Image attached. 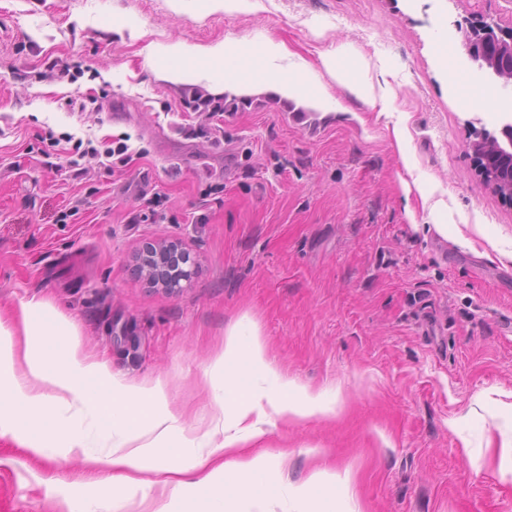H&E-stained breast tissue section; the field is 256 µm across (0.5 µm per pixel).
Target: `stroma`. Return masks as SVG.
Returning a JSON list of instances; mask_svg holds the SVG:
<instances>
[{"mask_svg": "<svg viewBox=\"0 0 512 512\" xmlns=\"http://www.w3.org/2000/svg\"><path fill=\"white\" fill-rule=\"evenodd\" d=\"M0 0V314L36 297L71 318L84 352L134 384L163 380L188 425L207 424L202 371L248 315L266 354L336 414L277 424L263 442L285 472L350 470L360 512H512L500 436L512 430V208L473 168L472 132L512 98L460 44L465 20L512 24V0ZM283 43L282 67L342 48L386 108L325 79L335 110L226 92L209 118L186 84L145 69L151 44ZM49 59L75 81L21 80ZM107 90L99 112L67 96ZM402 128L398 146L394 128ZM129 137L127 165L87 161L72 180L43 168L48 134ZM222 192L201 202L202 190ZM77 222L56 217L75 195ZM159 219L132 223L142 195ZM444 224L447 235L436 227ZM182 242L198 263L175 295L131 270L144 243ZM58 479L48 493V479ZM84 463L0 438V512L66 507Z\"/></svg>", "mask_w": 512, "mask_h": 512, "instance_id": "1", "label": "stroma"}]
</instances>
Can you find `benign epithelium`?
<instances>
[{"label": "benign epithelium", "instance_id": "obj_1", "mask_svg": "<svg viewBox=\"0 0 512 512\" xmlns=\"http://www.w3.org/2000/svg\"><path fill=\"white\" fill-rule=\"evenodd\" d=\"M471 28L478 31V35L472 34L464 41L468 56L483 63L495 76L500 69L512 70V27L504 28L497 22L481 19ZM475 136L488 139L504 152L501 156L496 152L473 151L474 171L503 203L512 206V180L503 184L493 179L494 169L512 157V113H502L498 133L481 128L475 131ZM196 269V260L177 240L163 238L147 242L132 257V271L138 279L171 294L182 289Z\"/></svg>", "mask_w": 512, "mask_h": 512}]
</instances>
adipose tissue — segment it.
I'll use <instances>...</instances> for the list:
<instances>
[{
	"mask_svg": "<svg viewBox=\"0 0 512 512\" xmlns=\"http://www.w3.org/2000/svg\"><path fill=\"white\" fill-rule=\"evenodd\" d=\"M174 61V80L205 77L248 93L313 97L333 108L319 77L304 66L281 67L283 48L266 39L249 46L174 43L147 47L144 64ZM71 319L47 301L20 300L16 319L0 317V437L23 440L43 458H79L94 475L95 493L84 512H120L115 496L149 498L198 493L202 512H266L278 491L281 512H360L349 472L316 471L299 481L261 450L270 426L335 413L336 404L288 378L266 356L249 316L225 331L224 350L204 369L202 384L213 413L203 435L186 428L169 404L166 382L127 383L107 362L85 356Z\"/></svg>",
	"mask_w": 512,
	"mask_h": 512,
	"instance_id": "ef3b65f1",
	"label": "adipose tissue"
}]
</instances>
